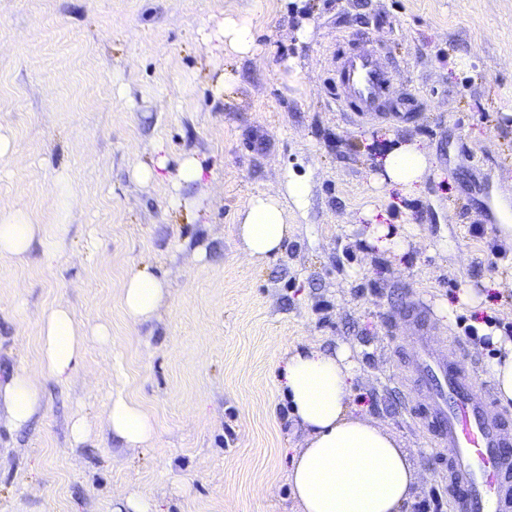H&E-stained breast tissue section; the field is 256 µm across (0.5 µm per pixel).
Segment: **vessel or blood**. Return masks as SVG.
<instances>
[{"instance_id":"b4317fda","label":"vessel or blood","mask_w":512,"mask_h":512,"mask_svg":"<svg viewBox=\"0 0 512 512\" xmlns=\"http://www.w3.org/2000/svg\"><path fill=\"white\" fill-rule=\"evenodd\" d=\"M335 56L337 111L361 125L407 119L411 100L391 102L394 65L379 42L350 39ZM402 316L412 330L410 413L448 454L453 512H512V421L466 368L458 341L436 345L422 304Z\"/></svg>"}]
</instances>
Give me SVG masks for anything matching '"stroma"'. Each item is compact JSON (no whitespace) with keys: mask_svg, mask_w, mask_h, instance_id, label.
Segmentation results:
<instances>
[{"mask_svg":"<svg viewBox=\"0 0 512 512\" xmlns=\"http://www.w3.org/2000/svg\"><path fill=\"white\" fill-rule=\"evenodd\" d=\"M245 13L255 58L202 40ZM344 34L387 46L394 97H417L412 119L340 116L331 56ZM288 56L301 67L292 86L280 81ZM228 68L239 80L214 96ZM0 136V202L70 227L54 263L37 245L0 259V381L34 365L51 309L68 308L88 335L67 380L43 379L27 431L11 432L0 405V512H112L130 492L159 512H296L287 474L304 434L279 365L309 344L350 348L354 414L404 443L420 495L445 489L444 459L406 409L397 309L426 300L436 336L460 338L484 379L492 357L465 326L512 338V244L494 204L512 180V0H0ZM409 141L432 161L413 193L379 182L385 150ZM187 156L203 174L175 207ZM142 167L154 178L138 180ZM290 169L309 174V205L289 209L280 256L252 261L236 214ZM374 223L405 250L370 244ZM143 266L166 291L159 318L135 324L120 297ZM467 287L479 305H458ZM99 323L109 342L91 336ZM116 391L154 415L149 447L113 439ZM79 415L93 432L76 444Z\"/></svg>","mask_w":512,"mask_h":512,"instance_id":"obj_1","label":"stroma"}]
</instances>
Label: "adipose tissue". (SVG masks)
Segmentation results:
<instances>
[{
  "mask_svg": "<svg viewBox=\"0 0 512 512\" xmlns=\"http://www.w3.org/2000/svg\"><path fill=\"white\" fill-rule=\"evenodd\" d=\"M214 37L239 56L256 52L250 17L224 19ZM428 166L426 149L401 144L387 152L381 180L410 192ZM308 203V178L294 172L287 173L282 190L253 194L237 216L245 254L258 261L280 255L290 231L289 206L303 209ZM67 232L64 224L44 230L24 208L11 207L0 212V258L22 257L37 244L46 261L55 262ZM163 297V283L141 268L127 277L121 301L127 317L140 323L158 317ZM39 342L36 371L18 368L0 383V403L9 427L18 433L31 427L41 408L39 375L67 379L82 357L86 336L68 309L56 307L40 322ZM355 370L344 346L330 351L310 345L287 355L281 389L304 432L288 471L298 512H403L421 484V473L401 442L370 417L352 412ZM105 418L113 437L129 448L148 446L157 432L153 415L120 391L110 396Z\"/></svg>",
  "mask_w": 512,
  "mask_h": 512,
  "instance_id": "adipose-tissue-1",
  "label": "adipose tissue"
}]
</instances>
